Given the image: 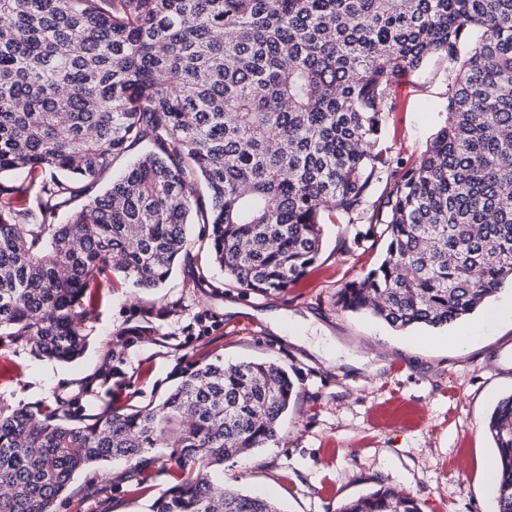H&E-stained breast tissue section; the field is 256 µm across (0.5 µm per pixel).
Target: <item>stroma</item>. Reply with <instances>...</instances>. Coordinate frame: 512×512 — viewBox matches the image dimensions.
Listing matches in <instances>:
<instances>
[{
	"mask_svg": "<svg viewBox=\"0 0 512 512\" xmlns=\"http://www.w3.org/2000/svg\"><path fill=\"white\" fill-rule=\"evenodd\" d=\"M452 70L440 54L391 85L383 151L407 165L422 156L444 124ZM199 232L190 226L192 258L160 288L112 277L92 285L80 358L58 363L0 339V405L33 410L56 393L75 414L144 406L201 354L266 360L287 369L297 397L275 441L225 461V484L264 493L283 512H336L382 486L409 492L423 512H496L483 487L497 453L487 423L512 395V319L489 324L459 351L448 343L457 326L396 331L340 309L337 292L385 252L384 239L363 223L327 217L315 264L270 295L229 285ZM178 474L163 448L142 467L93 466L75 474L53 512H150ZM145 476L152 489L141 495Z\"/></svg>",
	"mask_w": 512,
	"mask_h": 512,
	"instance_id": "stroma-1",
	"label": "stroma"
}]
</instances>
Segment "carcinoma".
<instances>
[{"mask_svg": "<svg viewBox=\"0 0 512 512\" xmlns=\"http://www.w3.org/2000/svg\"><path fill=\"white\" fill-rule=\"evenodd\" d=\"M464 30L477 44L460 61ZM439 53L459 61L445 124L402 167L379 149L387 92ZM19 172L38 206L0 185V337L39 357L84 353L98 275L160 287L190 256L188 225L229 283L267 294L315 263L327 212L386 241L341 309L452 325L512 284V0H0V178ZM293 395L276 363L200 358L136 409L0 406V512H51L76 472L159 448L181 473L152 512H281L210 471L273 440ZM487 429L512 512V396ZM338 512L421 507L382 486Z\"/></svg>", "mask_w": 512, "mask_h": 512, "instance_id": "carcinoma-1", "label": "carcinoma"}]
</instances>
